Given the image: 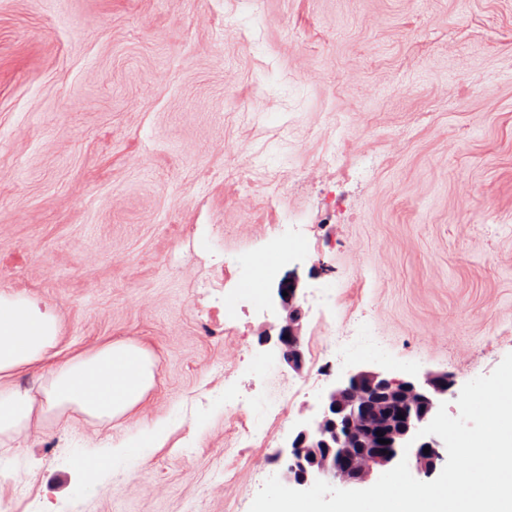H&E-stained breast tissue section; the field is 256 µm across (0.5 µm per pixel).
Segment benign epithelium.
<instances>
[{
  "mask_svg": "<svg viewBox=\"0 0 512 512\" xmlns=\"http://www.w3.org/2000/svg\"><path fill=\"white\" fill-rule=\"evenodd\" d=\"M297 291L294 280L276 289L280 303L288 305V317L276 335L259 341L294 368L303 363L302 314L294 306ZM453 386L445 373L399 378L382 371H347L328 391L320 417L301 425L277 449L285 479L296 490H306L317 480L357 490L404 456L418 474L433 476L444 460L441 445L433 437L414 436L431 422ZM381 439L385 443H379Z\"/></svg>",
  "mask_w": 512,
  "mask_h": 512,
  "instance_id": "obj_1",
  "label": "benign epithelium"
}]
</instances>
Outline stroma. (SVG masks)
<instances>
[{"label":"stroma","instance_id":"1","mask_svg":"<svg viewBox=\"0 0 512 512\" xmlns=\"http://www.w3.org/2000/svg\"><path fill=\"white\" fill-rule=\"evenodd\" d=\"M220 140L249 144L254 186ZM287 217L263 289L298 282V371L259 345L287 309L228 324L203 285ZM0 291L52 309L63 353L157 356L127 419L53 415L0 447L12 512H249L353 368L447 373L458 415L512 353V0H0ZM286 381L266 442L229 453ZM160 418L162 447L72 495L82 448Z\"/></svg>","mask_w":512,"mask_h":512}]
</instances>
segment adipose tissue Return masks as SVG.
Segmentation results:
<instances>
[{
  "label": "adipose tissue",
  "mask_w": 512,
  "mask_h": 512,
  "mask_svg": "<svg viewBox=\"0 0 512 512\" xmlns=\"http://www.w3.org/2000/svg\"><path fill=\"white\" fill-rule=\"evenodd\" d=\"M60 321L50 309L21 293L0 292V446L16 442L35 421L75 412L89 421L127 417L154 388L157 359L143 342L107 340L60 355ZM40 370L36 388H22L18 375ZM159 419L139 424L118 443L83 449L77 461L81 489L99 484L114 463H138L166 438Z\"/></svg>",
  "instance_id": "1"
}]
</instances>
